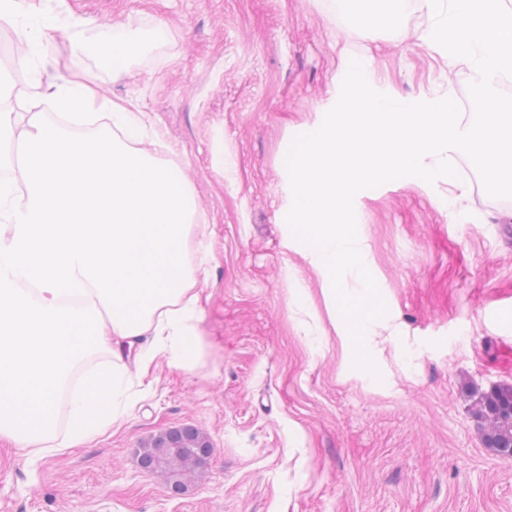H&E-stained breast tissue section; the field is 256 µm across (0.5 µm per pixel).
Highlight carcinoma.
<instances>
[{"mask_svg": "<svg viewBox=\"0 0 512 512\" xmlns=\"http://www.w3.org/2000/svg\"><path fill=\"white\" fill-rule=\"evenodd\" d=\"M479 418L489 423L487 443L499 454L512 451V386L502 385L481 397ZM206 438L192 426L166 430L151 439L139 453L141 469L161 471L167 476L169 490L179 494L185 478L199 468L210 455Z\"/></svg>", "mask_w": 512, "mask_h": 512, "instance_id": "cac0c4a2", "label": "carcinoma"}]
</instances>
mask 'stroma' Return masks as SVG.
<instances>
[{
	"mask_svg": "<svg viewBox=\"0 0 512 512\" xmlns=\"http://www.w3.org/2000/svg\"><path fill=\"white\" fill-rule=\"evenodd\" d=\"M92 34L129 40L120 67L87 59L84 82L148 125L135 150L178 167L197 222L202 318L188 368L130 370L106 430L29 458L0 439V512H512V458L483 440L477 395L512 384V208L470 181L406 177L359 192L357 229L387 314L379 382L344 355L321 280L290 243L287 152L336 103L351 59L402 102L467 90L422 35L409 0L389 25L336 22L324 0H66ZM68 53L14 74L21 111ZM302 298H295L294 289ZM397 340H389L390 327ZM211 454L171 495L139 448L173 427Z\"/></svg>",
	"mask_w": 512,
	"mask_h": 512,
	"instance_id": "obj_1",
	"label": "stroma"
}]
</instances>
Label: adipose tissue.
I'll return each instance as SVG.
<instances>
[{"instance_id": "ef3b65f1", "label": "adipose tissue", "mask_w": 512, "mask_h": 512, "mask_svg": "<svg viewBox=\"0 0 512 512\" xmlns=\"http://www.w3.org/2000/svg\"><path fill=\"white\" fill-rule=\"evenodd\" d=\"M0 23L34 58L58 32L70 42L67 79L32 95L24 133L3 107L15 86L0 73V169L21 166L26 187L19 196L0 179V438L37 456L53 450L64 371L89 347L133 359L141 373L167 352L186 367L202 301L187 250L195 202L178 168L117 137L138 131V114L78 80L83 58L112 67L131 42L88 39L82 17L20 0H0ZM45 99L72 121L88 120L90 105L108 121L89 140L65 135L39 113ZM17 138L16 159L5 146ZM118 389L111 372L85 376L69 400L62 447L105 427Z\"/></svg>"}]
</instances>
